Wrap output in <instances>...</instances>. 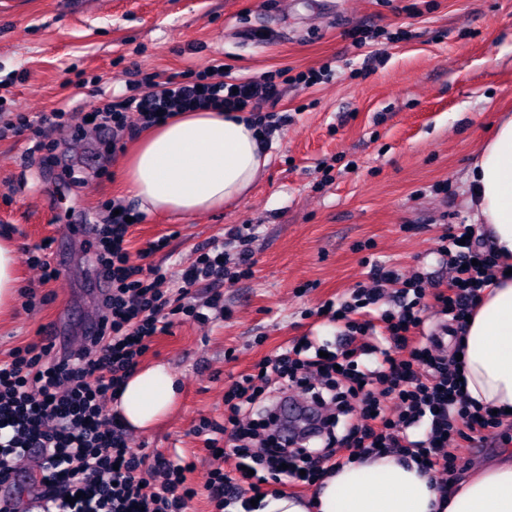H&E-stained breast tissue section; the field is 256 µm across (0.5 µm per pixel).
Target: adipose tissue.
I'll return each mask as SVG.
<instances>
[{
    "mask_svg": "<svg viewBox=\"0 0 512 512\" xmlns=\"http://www.w3.org/2000/svg\"><path fill=\"white\" fill-rule=\"evenodd\" d=\"M261 129L239 112H182L148 128L125 157L128 193L147 213L179 216L244 197L269 161ZM469 204L487 248L504 265L474 308L454 350L465 391L480 406L512 409V116L502 118L468 173ZM166 365L135 370L116 400L125 425L152 427L171 410ZM253 512H512V451L440 489L413 460L365 455L325 473L308 498H265Z\"/></svg>",
    "mask_w": 512,
    "mask_h": 512,
    "instance_id": "adipose-tissue-1",
    "label": "adipose tissue"
}]
</instances>
